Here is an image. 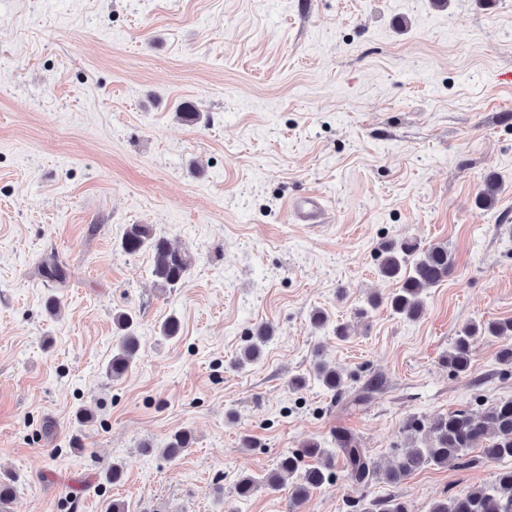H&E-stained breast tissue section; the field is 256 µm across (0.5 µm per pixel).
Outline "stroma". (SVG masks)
<instances>
[{"mask_svg":"<svg viewBox=\"0 0 512 512\" xmlns=\"http://www.w3.org/2000/svg\"><path fill=\"white\" fill-rule=\"evenodd\" d=\"M208 114L187 125L176 112ZM491 207L475 197L487 175ZM318 195L321 224L290 198ZM149 224L195 263L157 288L126 225ZM442 242L451 277L415 321L387 305L361 320L382 244ZM57 256L68 279L38 273ZM61 300L49 315V295ZM132 311L140 350L107 376L112 316ZM326 312L332 329L313 332ZM181 334L159 342L169 314ZM512 318V0H0V471L10 512H346L336 466L317 492L236 499L302 441L344 430L389 463L413 416L512 396L499 339L467 374L442 358L470 322ZM261 360L233 365L260 325ZM343 400L311 380L315 350ZM368 402L351 399L372 375ZM303 387H292L296 377ZM187 429L176 460L161 450ZM150 452H143V444ZM123 462L120 483L103 472ZM431 465L396 494L411 512L489 482ZM288 209L290 216L298 224H320L325 216L321 199L311 194L291 198Z\"/></svg>","mask_w":512,"mask_h":512,"instance_id":"35a3bbf8","label":"stroma"}]
</instances>
